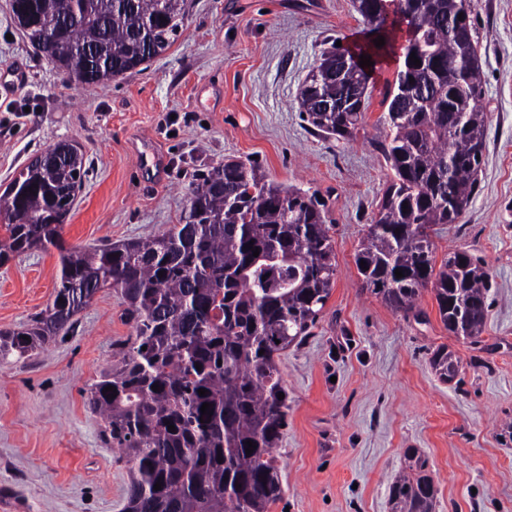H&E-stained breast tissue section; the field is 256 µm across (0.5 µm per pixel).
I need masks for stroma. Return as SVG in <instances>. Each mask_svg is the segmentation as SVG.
I'll use <instances>...</instances> for the list:
<instances>
[{
  "instance_id": "stroma-1",
  "label": "stroma",
  "mask_w": 512,
  "mask_h": 512,
  "mask_svg": "<svg viewBox=\"0 0 512 512\" xmlns=\"http://www.w3.org/2000/svg\"><path fill=\"white\" fill-rule=\"evenodd\" d=\"M471 3L487 114L479 189L431 237L436 259L464 251L489 272L475 344L448 333L430 291L418 321L362 287L355 255L391 177L379 118L403 51L376 62L352 141L314 130L298 102L321 52L362 35L352 0H190L173 45L104 86L71 82L0 0V192L47 148L78 144L88 176L66 246L165 231L180 223L194 174L231 159L257 157L269 180L327 201L335 285L311 335L278 359L288 427L275 450L285 492L271 512H388L408 448L428 459L436 512H512V0ZM57 274L54 249L0 268V331L44 310ZM133 334L120 296L104 290L69 337L0 362V512H122L128 467L102 441L85 390ZM440 345L457 357L460 384L432 371Z\"/></svg>"
}]
</instances>
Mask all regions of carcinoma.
<instances>
[{
  "label": "carcinoma",
  "mask_w": 512,
  "mask_h": 512,
  "mask_svg": "<svg viewBox=\"0 0 512 512\" xmlns=\"http://www.w3.org/2000/svg\"><path fill=\"white\" fill-rule=\"evenodd\" d=\"M382 2L353 0L369 37L382 33ZM391 2L414 37L383 99L382 151L392 177L355 262H366L358 269L364 288L393 310L422 317L416 300L429 290L448 332L474 341L485 320L488 273L459 251L436 266L429 234L435 224L456 223L478 190L487 114L479 105L470 0ZM10 8L24 37L69 79L105 85L171 47L188 3L11 0ZM412 53L421 65L409 60ZM367 90L366 69L335 46L301 85L300 110L318 131L350 140L364 123ZM44 155L10 182L17 190L12 206L0 208L7 232L0 266L56 248L55 297L0 332V360L29 358L67 333L100 290L113 289L135 335L115 344L120 360L90 385L87 402L130 465L123 512H270L284 494L274 449L288 424V398L277 397L288 393L277 358L310 334L334 287L326 204L267 180L251 161H227L196 174L183 223L150 238L67 249L62 226L88 169L75 145L58 143ZM429 364L446 383L458 375L444 345ZM108 386L117 390L113 399L103 392ZM201 388L208 393L199 395ZM205 403L210 416L200 412ZM248 440L256 444L250 455ZM403 458L389 485V512H434L427 458L416 448Z\"/></svg>",
  "instance_id": "carcinoma-1"
}]
</instances>
